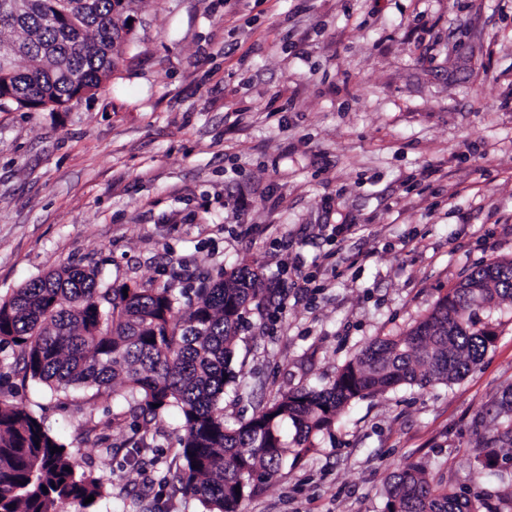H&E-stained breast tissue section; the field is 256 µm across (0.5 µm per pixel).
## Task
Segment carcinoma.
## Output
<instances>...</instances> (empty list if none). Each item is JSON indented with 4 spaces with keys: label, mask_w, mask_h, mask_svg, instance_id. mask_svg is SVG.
<instances>
[{
    "label": "carcinoma",
    "mask_w": 512,
    "mask_h": 512,
    "mask_svg": "<svg viewBox=\"0 0 512 512\" xmlns=\"http://www.w3.org/2000/svg\"><path fill=\"white\" fill-rule=\"evenodd\" d=\"M145 0H30L18 17L0 0V111L46 105L54 111L111 76L130 33L127 21ZM31 62L18 66V59ZM279 281L259 266L221 271L181 301L173 282L110 283L96 266L69 265L0 298V352L15 371L57 398L82 391L112 400L148 426L178 414L175 463L152 459L206 512H239L242 500L282 466L314 450L353 401L402 384L448 383L465 376L496 340L493 316L512 301V259L473 269L416 324L377 336L350 359L328 388L300 386L259 407L245 422L224 421L226 387L245 315L281 296ZM496 433L479 441L476 459L491 472L512 447V390L497 401ZM42 416L0 392V512H58L70 502L89 512L111 495L103 474L79 470ZM240 491H235V488ZM94 501L84 504L85 498ZM383 512H497L480 494L434 481L425 464L391 474Z\"/></svg>",
    "instance_id": "cac0c4a2"
}]
</instances>
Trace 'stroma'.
Wrapping results in <instances>:
<instances>
[{
  "mask_svg": "<svg viewBox=\"0 0 512 512\" xmlns=\"http://www.w3.org/2000/svg\"><path fill=\"white\" fill-rule=\"evenodd\" d=\"M131 19L93 97L0 111V297L72 263L183 288L261 263L288 298L237 338L235 425L512 259V0H147ZM496 331L463 379L351 405L240 512H383L389 475L419 460L512 512V462L475 459L512 388V303ZM0 389L110 476L97 512H203L155 481L130 415Z\"/></svg>",
  "mask_w": 512,
  "mask_h": 512,
  "instance_id": "stroma-1",
  "label": "stroma"
}]
</instances>
